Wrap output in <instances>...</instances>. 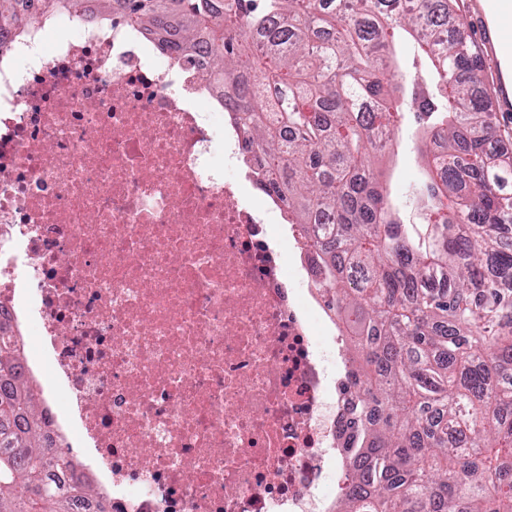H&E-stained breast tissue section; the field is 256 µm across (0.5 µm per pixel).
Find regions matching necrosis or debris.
<instances>
[{"label": "necrosis or debris", "instance_id": "4bbe7bcc", "mask_svg": "<svg viewBox=\"0 0 512 512\" xmlns=\"http://www.w3.org/2000/svg\"><path fill=\"white\" fill-rule=\"evenodd\" d=\"M208 66L118 6L0 38V321L90 501L334 512L351 327Z\"/></svg>", "mask_w": 512, "mask_h": 512}]
</instances>
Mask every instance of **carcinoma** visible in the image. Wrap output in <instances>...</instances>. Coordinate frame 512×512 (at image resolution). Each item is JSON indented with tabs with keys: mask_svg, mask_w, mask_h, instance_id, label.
<instances>
[{
	"mask_svg": "<svg viewBox=\"0 0 512 512\" xmlns=\"http://www.w3.org/2000/svg\"><path fill=\"white\" fill-rule=\"evenodd\" d=\"M85 0H0V34ZM180 50L208 37L213 74L296 223L330 304L353 317L361 378L337 512H512V153L459 0H122ZM422 69L403 78L396 41ZM417 113L423 235L374 170L381 133ZM23 350L0 326V512H77L89 484L46 445Z\"/></svg>",
	"mask_w": 512,
	"mask_h": 512,
	"instance_id": "cac0c4a2",
	"label": "carcinoma"
}]
</instances>
